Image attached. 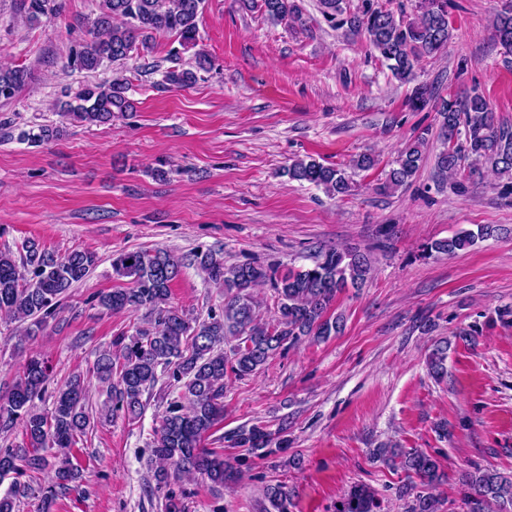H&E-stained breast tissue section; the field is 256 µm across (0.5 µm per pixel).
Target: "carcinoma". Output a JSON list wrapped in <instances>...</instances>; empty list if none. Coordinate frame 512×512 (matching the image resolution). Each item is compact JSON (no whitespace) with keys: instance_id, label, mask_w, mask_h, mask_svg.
Segmentation results:
<instances>
[{"instance_id":"carcinoma-1","label":"carcinoma","mask_w":512,"mask_h":512,"mask_svg":"<svg viewBox=\"0 0 512 512\" xmlns=\"http://www.w3.org/2000/svg\"><path fill=\"white\" fill-rule=\"evenodd\" d=\"M202 0H104L93 20L90 37L69 56L73 65L96 71L106 64L125 65L153 49L157 37L175 34L181 44L193 45L198 37L197 18ZM27 18L51 22L61 12L62 0H23ZM260 8L272 23L300 20L295 0H261ZM320 12L334 29L346 28L363 34L369 46L403 83L416 80V65L425 56L439 53L452 39L448 0H415V16L404 9L394 11L362 0L351 9L346 0H319ZM493 28L504 53L512 54V4L495 15ZM20 68H0V101L12 99L27 82ZM165 82L183 88L196 81L189 69L170 68ZM125 81L84 88L75 97L58 103V112L79 123L100 126L112 122L114 114L134 111L125 96ZM415 110L427 107L431 93L424 85L414 87L409 99ZM441 134L447 143L436 156L435 169L442 182L454 190H466L457 179L465 161L489 164L499 174L512 173V127L498 122L487 99L477 91L442 103ZM426 138L418 137L398 154L396 167L378 184L377 191L390 193L412 180L423 161ZM288 176L321 187L331 196L352 192L350 176L342 169L326 166L313 158L298 159L288 166ZM485 227L478 233L461 231L436 240L424 252L431 256L453 254L491 235ZM25 255L16 260L0 251V316L14 322H29L26 334L56 315L60 299L82 281L98 263L89 251H71L58 256L29 241ZM199 268L213 282L224 285V306L210 310L205 318H188L170 303L171 283L181 274L182 263L166 250L121 252L112 258V270L127 288H114L94 297L99 308L112 312L146 311L154 326L121 335L112 348L100 352L95 361L97 379L110 391L105 414L118 412L135 419L143 408L142 397L158 381V370H172L181 384L178 396L168 403L152 445V470L156 489L164 493L165 512H185L183 499L169 490L171 481L198 476L214 487L237 482L239 470L224 460V453L206 447L214 427L224 418L225 380L243 379L261 372L269 360L298 347L305 339L326 340L341 330V318L328 315L336 295L346 288H361L371 278L369 253L357 248L320 252L314 264L282 270L257 262L228 264L224 255L208 251L196 255ZM266 286L275 299L274 316L260 313L254 290ZM449 342L439 340L428 357L432 376L447 373ZM50 367L39 355L25 358L22 373L10 390L0 394V431L23 427L26 442L16 448L0 449V482L9 479L0 496V512H14L23 496L39 501L41 512H50L56 499L79 478L71 450L94 427L86 408L85 380L73 376L54 395L52 409L37 410ZM236 448L261 457L277 456L288 450V438L264 427H242L230 437ZM373 455L385 462L399 459L408 479L401 495L409 498L407 512H439L440 499L430 489L442 481L438 459L422 450L376 448ZM27 473H50L44 484L20 481ZM466 512H508L512 509V472L476 470L461 480ZM266 497L276 512H288L289 492L283 484L266 487ZM375 494L365 485L354 486L337 512H375Z\"/></svg>"}]
</instances>
